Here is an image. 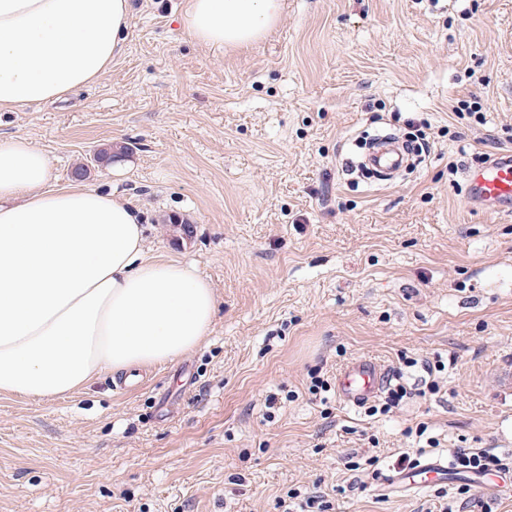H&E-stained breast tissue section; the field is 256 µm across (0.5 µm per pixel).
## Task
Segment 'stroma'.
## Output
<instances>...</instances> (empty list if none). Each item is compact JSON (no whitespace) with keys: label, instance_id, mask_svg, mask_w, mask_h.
<instances>
[{"label":"stroma","instance_id":"1","mask_svg":"<svg viewBox=\"0 0 512 512\" xmlns=\"http://www.w3.org/2000/svg\"><path fill=\"white\" fill-rule=\"evenodd\" d=\"M187 3L132 0L97 83L0 112V137L30 140L62 186L127 146L84 185L126 198L148 256L217 297L204 342L133 385L105 372L62 399L0 395V512H277L291 488L333 512H442L438 487L383 478L406 453L512 458V214L467 209L463 185L512 151V0H284L263 40L223 53L182 29ZM415 117L435 135L425 161L354 179L352 138L405 141ZM358 357L402 370L411 395L370 417L309 393ZM420 423L435 446L406 436Z\"/></svg>","mask_w":512,"mask_h":512}]
</instances>
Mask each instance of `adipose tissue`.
<instances>
[{
    "label": "adipose tissue",
    "mask_w": 512,
    "mask_h": 512,
    "mask_svg": "<svg viewBox=\"0 0 512 512\" xmlns=\"http://www.w3.org/2000/svg\"><path fill=\"white\" fill-rule=\"evenodd\" d=\"M282 0H190L180 19L199 43L232 50L262 39ZM130 0H0V112L59 100L112 67ZM216 313L189 265L149 258L119 196L57 186L28 139H0V393L63 398L103 372L194 351Z\"/></svg>",
    "instance_id": "obj_1"
}]
</instances>
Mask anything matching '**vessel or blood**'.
I'll list each match as a JSON object with an SVG mask.
<instances>
[{"label": "vessel or blood", "instance_id": "vessel-or-blood-1", "mask_svg": "<svg viewBox=\"0 0 512 512\" xmlns=\"http://www.w3.org/2000/svg\"><path fill=\"white\" fill-rule=\"evenodd\" d=\"M372 163L385 178L391 179L403 166L402 154L395 144L386 142L374 153ZM465 203L468 207H478L489 213L512 212V151L469 172ZM387 379V372L380 363L368 357H359L339 370L336 396L344 405L357 406L379 395ZM451 472L452 467L447 460L429 457L415 468L391 475L389 484L393 488L415 493L447 482Z\"/></svg>", "mask_w": 512, "mask_h": 512}]
</instances>
